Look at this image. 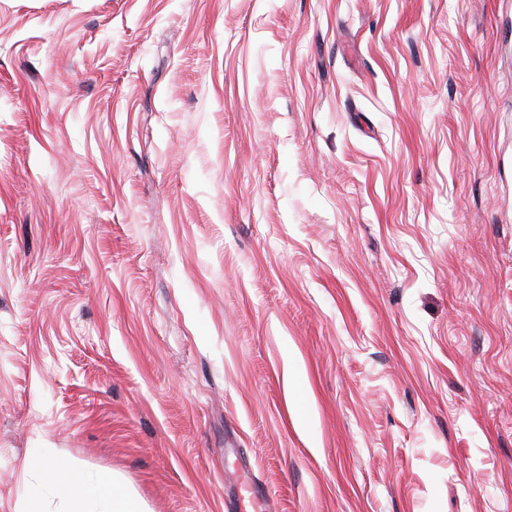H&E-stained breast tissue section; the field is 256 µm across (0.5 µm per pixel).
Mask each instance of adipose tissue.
I'll list each match as a JSON object with an SVG mask.
<instances>
[{
	"label": "adipose tissue",
	"instance_id": "obj_1",
	"mask_svg": "<svg viewBox=\"0 0 512 512\" xmlns=\"http://www.w3.org/2000/svg\"><path fill=\"white\" fill-rule=\"evenodd\" d=\"M34 481L29 488L28 512H43L52 493L62 494L60 512H145L132 493L118 480L86 469H76L55 459L49 449H33L28 460Z\"/></svg>",
	"mask_w": 512,
	"mask_h": 512
}]
</instances>
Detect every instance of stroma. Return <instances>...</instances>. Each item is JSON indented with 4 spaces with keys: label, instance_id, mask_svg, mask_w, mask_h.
<instances>
[{
    "label": "stroma",
    "instance_id": "obj_1",
    "mask_svg": "<svg viewBox=\"0 0 512 512\" xmlns=\"http://www.w3.org/2000/svg\"><path fill=\"white\" fill-rule=\"evenodd\" d=\"M512 512V0H0V512ZM34 482L29 487L27 512H46L42 505L51 493L64 496L58 512H146L140 501L112 480L55 459L49 448H34L28 460Z\"/></svg>",
    "mask_w": 512,
    "mask_h": 512
}]
</instances>
